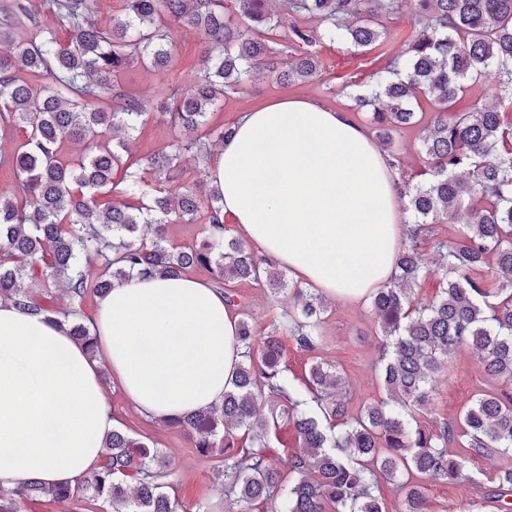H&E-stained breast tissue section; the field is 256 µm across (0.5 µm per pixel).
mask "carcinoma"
I'll return each mask as SVG.
<instances>
[{
    "instance_id": "cac0c4a2",
    "label": "carcinoma",
    "mask_w": 512,
    "mask_h": 512,
    "mask_svg": "<svg viewBox=\"0 0 512 512\" xmlns=\"http://www.w3.org/2000/svg\"><path fill=\"white\" fill-rule=\"evenodd\" d=\"M421 20L402 51L388 57L375 80L353 96L354 109L370 112L382 148L394 132L417 123L414 104L423 98L434 118L420 139L425 160L414 182L401 178L399 201L414 217L402 243L397 273L370 297L383 342L378 379L385 398L352 414L342 397L343 375L312 357L308 383L288 381L279 327L258 337L241 314L237 339L242 360L207 409L171 419L193 446L224 462L228 512H386L378 483L397 482L400 512H426L423 481H448L478 493L466 472L469 455L512 453V0H415ZM404 0H128V14L98 27L96 0H56L57 16L72 29L63 43L44 24L30 0L0 9V132L14 125L27 139L0 166L17 175L0 192V300L35 314H50L25 282L27 270L43 263L45 279L60 284L70 301L89 286L82 263L98 260L94 281L103 297L134 275L176 277L203 267L217 284L226 280L262 285L293 304L280 318L307 352L323 341L326 305L283 271L254 253L239 237L217 236L224 223V195L216 185L196 193L172 187L186 153L208 166L212 149L234 135L210 114L224 98L243 90L258 74L286 85L319 76L314 50L329 41L355 50L385 44ZM314 20L317 26L307 22ZM196 30L205 45L202 67L186 88L174 87L176 33ZM22 63L33 87L19 76ZM144 63L158 75L155 102L131 93L122 81ZM498 77L494 104L474 92L481 77ZM468 111H452L465 94ZM166 117L174 135L167 147L145 158L142 176L118 188L114 170L124 165L152 110ZM68 142L85 152L68 157ZM138 198L127 204L116 190ZM111 193L112 204L97 198ZM465 215L459 246L438 243L446 268L437 294L416 293L428 262L415 242L434 225ZM170 224H205L195 243L175 246ZM70 335L96 352L97 341L77 316ZM482 364L490 388L457 418L432 417L433 396L443 363L462 348ZM296 432L298 448L288 474L268 456L280 423ZM461 449L454 453L449 445ZM138 485L129 490L127 477ZM158 449L114 430L105 440L100 469L80 484L46 488L33 483L0 497V512H18V500L65 501L82 490L106 512H179L168 493ZM500 512H512V468L494 474Z\"/></svg>"
}]
</instances>
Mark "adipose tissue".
<instances>
[{
  "label": "adipose tissue",
  "mask_w": 512,
  "mask_h": 512,
  "mask_svg": "<svg viewBox=\"0 0 512 512\" xmlns=\"http://www.w3.org/2000/svg\"><path fill=\"white\" fill-rule=\"evenodd\" d=\"M224 212L260 256L329 298L385 285L403 241L399 177L352 117L310 98L243 112L212 170ZM237 320L208 282L136 276L101 298L96 354L63 318L0 302V489L73 486L117 425L99 369L166 421L219 403L241 360Z\"/></svg>",
  "instance_id": "1"
}]
</instances>
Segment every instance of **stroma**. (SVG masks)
I'll list each match as a JSON object with an SVG mask.
<instances>
[{
    "label": "stroma",
    "mask_w": 512,
    "mask_h": 512,
    "mask_svg": "<svg viewBox=\"0 0 512 512\" xmlns=\"http://www.w3.org/2000/svg\"><path fill=\"white\" fill-rule=\"evenodd\" d=\"M317 52L322 66L320 78L281 88L271 79L257 76L244 93L225 100L223 107L215 112L214 122L236 121L246 110L283 98L306 97L317 99L333 110L351 112L359 125L368 126L367 113L351 111L352 100L342 87L352 80L366 82L372 72L384 66V59L374 51L361 55L344 45L329 42L320 44ZM233 289L256 335H265L274 316L272 296L266 288L248 282L234 283ZM323 334L318 354L323 360L343 367L344 388L351 398V409L359 410L383 398L384 393L375 378L381 338L369 303L329 301ZM102 379L119 429L137 438L147 437L150 445L163 451L170 474V492L178 499L181 512H195L196 503L203 498L211 499L214 512H224L221 463L193 448L184 432L141 416L110 372H103ZM488 383V377L470 350L455 354L448 369L440 373L434 403L437 418L456 417ZM425 487L429 512H497L493 499H476L463 487L434 481L426 482Z\"/></svg>",
    "instance_id": "obj_1"
}]
</instances>
